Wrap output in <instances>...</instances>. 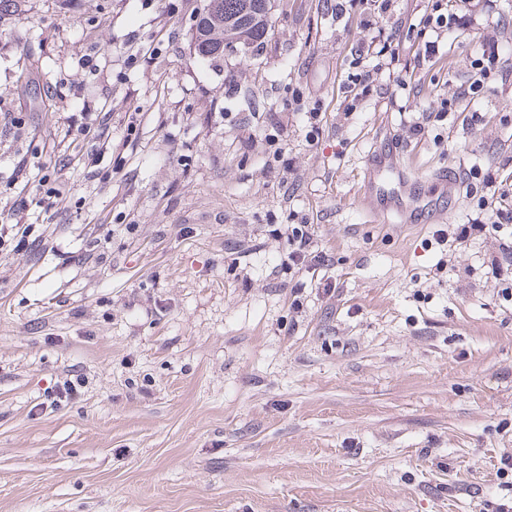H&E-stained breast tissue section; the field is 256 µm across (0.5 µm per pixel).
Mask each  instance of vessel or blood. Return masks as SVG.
<instances>
[{"label":"vessel or blood","instance_id":"b4317fda","mask_svg":"<svg viewBox=\"0 0 512 512\" xmlns=\"http://www.w3.org/2000/svg\"><path fill=\"white\" fill-rule=\"evenodd\" d=\"M434 181L436 191H422L419 179L409 177L402 166L382 161L371 172L365 193L370 200L383 201L397 209L404 220L415 222L421 216L440 211L457 183L448 172L436 173Z\"/></svg>","mask_w":512,"mask_h":512}]
</instances>
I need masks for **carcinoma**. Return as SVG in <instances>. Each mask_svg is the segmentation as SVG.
<instances>
[{
    "label": "carcinoma",
    "instance_id": "cac0c4a2",
    "mask_svg": "<svg viewBox=\"0 0 512 512\" xmlns=\"http://www.w3.org/2000/svg\"><path fill=\"white\" fill-rule=\"evenodd\" d=\"M266 0H208V11L192 29V40L201 58L224 55V46L252 45L268 30Z\"/></svg>",
    "mask_w": 512,
    "mask_h": 512
}]
</instances>
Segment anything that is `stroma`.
Returning <instances> with one entry per match:
<instances>
[{
	"label": "stroma",
	"instance_id": "35a3bbf8",
	"mask_svg": "<svg viewBox=\"0 0 512 512\" xmlns=\"http://www.w3.org/2000/svg\"><path fill=\"white\" fill-rule=\"evenodd\" d=\"M203 5L0 8V512H500L503 235L437 238L484 176L512 184V74L459 95L485 42L512 53V0L441 34L424 0H275L258 47L211 60ZM391 152L455 172L442 221L374 215L366 172ZM304 222L318 258L295 265L273 228ZM66 377L80 392L54 403ZM375 41L370 40L366 46L361 45L355 51V58H353V68L358 69L356 73H351L349 78H351L349 83L350 90L348 92H353L354 90H360V93H355L353 100H356L359 96H366V94L371 90V86L373 83L371 70H367L366 68L359 69L361 62L360 59L362 56L374 54L375 51Z\"/></svg>",
	"mask_w": 512,
	"mask_h": 512
}]
</instances>
